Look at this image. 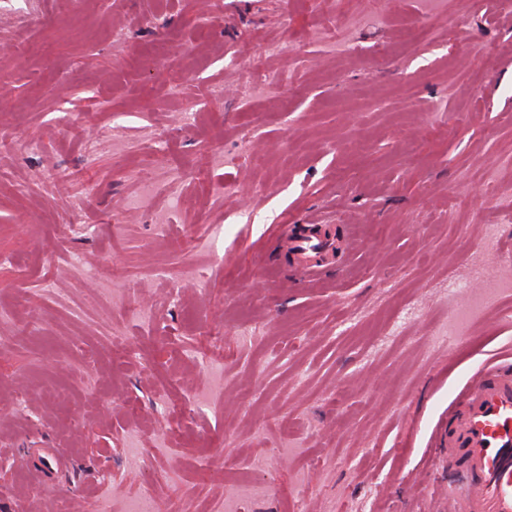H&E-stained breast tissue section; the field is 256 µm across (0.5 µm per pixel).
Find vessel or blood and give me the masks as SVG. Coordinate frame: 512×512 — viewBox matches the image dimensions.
Returning <instances> with one entry per match:
<instances>
[{"instance_id":"vessel-or-blood-1","label":"vessel or blood","mask_w":512,"mask_h":512,"mask_svg":"<svg viewBox=\"0 0 512 512\" xmlns=\"http://www.w3.org/2000/svg\"><path fill=\"white\" fill-rule=\"evenodd\" d=\"M294 267L314 276L334 265L344 247L335 231L284 229ZM448 512H512V352L488 361L470 378L461 402L448 414Z\"/></svg>"}]
</instances>
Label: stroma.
I'll use <instances>...</instances> for the list:
<instances>
[{
    "label": "stroma",
    "mask_w": 512,
    "mask_h": 512,
    "mask_svg": "<svg viewBox=\"0 0 512 512\" xmlns=\"http://www.w3.org/2000/svg\"><path fill=\"white\" fill-rule=\"evenodd\" d=\"M1 138L0 512H445L512 346V293L448 334L512 269V0H0ZM321 220L355 250L295 275Z\"/></svg>",
    "instance_id": "35a3bbf8"
}]
</instances>
